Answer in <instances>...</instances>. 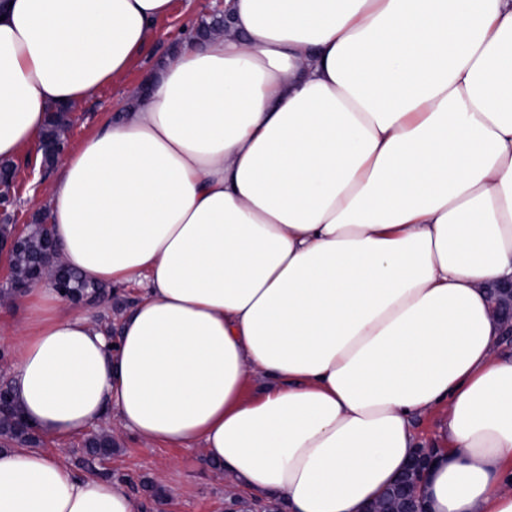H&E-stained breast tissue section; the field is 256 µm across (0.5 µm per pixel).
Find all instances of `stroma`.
Wrapping results in <instances>:
<instances>
[{
	"label": "stroma",
	"mask_w": 512,
	"mask_h": 512,
	"mask_svg": "<svg viewBox=\"0 0 512 512\" xmlns=\"http://www.w3.org/2000/svg\"><path fill=\"white\" fill-rule=\"evenodd\" d=\"M215 8L214 0H175L172 15L161 21L155 37L124 78L99 90L78 106L76 119L65 133L67 145H75L99 124L122 109L127 87L136 85L143 74L171 52L184 27L205 18ZM34 152H25L16 162L23 181L17 201L8 213L17 229H26L37 213L30 201L31 192L45 193L56 175L34 168ZM138 293L133 285H116L106 302L71 304L72 312L88 313L97 321L112 324L129 307ZM26 326L24 314L13 302L0 304V382L10 380L12 359L10 343ZM95 431L111 433L114 448L103 466L115 477L149 483L159 489V498L147 499L146 512H225L229 501L227 481L221 470L204 459L201 448H171L151 445L122 429L115 415H107L94 426Z\"/></svg>",
	"instance_id": "obj_1"
}]
</instances>
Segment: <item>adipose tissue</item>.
Instances as JSON below:
<instances>
[{
  "mask_svg": "<svg viewBox=\"0 0 512 512\" xmlns=\"http://www.w3.org/2000/svg\"><path fill=\"white\" fill-rule=\"evenodd\" d=\"M173 0H0V160L116 83ZM68 149L59 259L140 284L119 340L44 284L11 345L24 416L115 413L288 512H361L440 412L425 512H512V0H224ZM0 512H141L123 483L0 448ZM492 294V300H493V304H494V307H495V310L496 312L498 313V315L500 316V314L502 315L503 317V320L505 321L504 319V314L507 313L508 314V319L507 321L509 320L510 324H511V328L510 329H506L507 332V335H511L510 336V347L508 348H505L504 350H509L511 352V346H512V279L510 280V282H502V283H498L496 285H494L493 287H491V289L489 290ZM500 312V314H499ZM438 420L435 413L423 415L417 419L414 431L418 438L419 448L440 447Z\"/></svg>",
  "mask_w": 512,
  "mask_h": 512,
  "instance_id": "obj_1",
  "label": "adipose tissue"
}]
</instances>
